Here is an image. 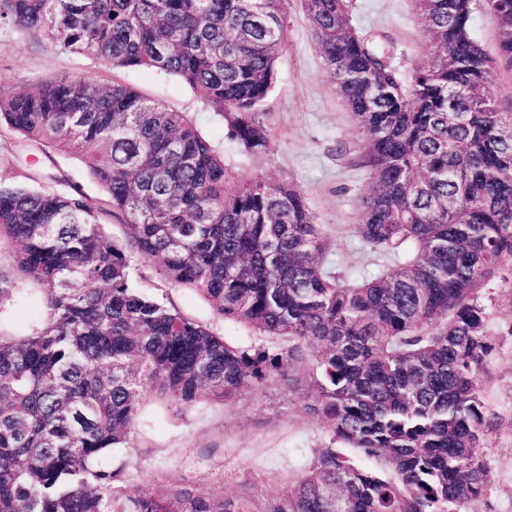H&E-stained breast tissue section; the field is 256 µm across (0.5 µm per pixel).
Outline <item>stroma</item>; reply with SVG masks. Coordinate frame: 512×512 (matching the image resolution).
Instances as JSON below:
<instances>
[{"label":"stroma","instance_id":"35a3bbf8","mask_svg":"<svg viewBox=\"0 0 512 512\" xmlns=\"http://www.w3.org/2000/svg\"><path fill=\"white\" fill-rule=\"evenodd\" d=\"M352 25L361 32L387 35L393 62L402 72L430 64L429 42L422 30L416 0H347ZM87 75L117 81L169 110L194 116L204 134L221 141L224 159L235 173L259 175L293 184L306 198L327 237L329 258L339 275L351 279L377 272L382 261L362 245L355 227L357 201L370 181L362 141L351 115L323 66L302 0L288 2V42L277 63L275 85L263 103L272 148L245 152L227 140L218 123L192 89L179 78L149 69H112L54 48L44 41L15 38L0 48V94L32 81ZM64 179L66 188L103 204L102 189L83 165L45 150L21 136L0 130V181L46 183ZM134 281L160 290L186 315L216 323L225 339L254 343L251 331L230 322H215L209 302L198 293L172 286L157 271L135 263ZM489 315L493 350L483 375V400L496 425L482 450L490 479L483 495L461 512H512V280L495 281L479 293ZM332 432L306 417L280 386L232 403L204 402L186 415H172L156 399L147 400L136 429L135 464L129 490L192 483L223 486L226 496L254 487L259 496L280 492L320 448L335 447Z\"/></svg>","mask_w":512,"mask_h":512}]
</instances>
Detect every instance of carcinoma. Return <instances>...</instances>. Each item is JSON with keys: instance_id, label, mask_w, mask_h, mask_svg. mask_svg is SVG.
<instances>
[{"instance_id": "obj_1", "label": "carcinoma", "mask_w": 512, "mask_h": 512, "mask_svg": "<svg viewBox=\"0 0 512 512\" xmlns=\"http://www.w3.org/2000/svg\"><path fill=\"white\" fill-rule=\"evenodd\" d=\"M476 0H417L432 64L399 72L346 0H304L321 58L362 134L370 184L356 233L388 264L348 280L295 187L238 176L196 122L84 76L0 95V128L78 160V190L0 183V512H458L489 482L478 292L512 259V107L485 97L512 70V9L489 52ZM37 36L114 68L174 75L249 153L288 40V0H0V47ZM121 221L104 234L101 215ZM143 261L215 318L231 344L131 282ZM40 295L18 331L14 308ZM276 384L379 474L320 448L258 509L192 485L127 490L148 398L183 415Z\"/></svg>"}]
</instances>
